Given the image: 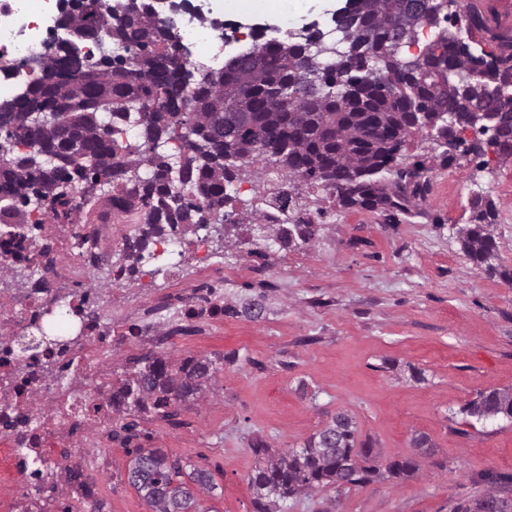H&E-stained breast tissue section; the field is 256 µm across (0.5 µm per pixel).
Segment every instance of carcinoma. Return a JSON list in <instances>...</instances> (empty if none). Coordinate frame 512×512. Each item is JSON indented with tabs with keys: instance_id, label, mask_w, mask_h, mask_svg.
<instances>
[{
	"instance_id": "1",
	"label": "carcinoma",
	"mask_w": 512,
	"mask_h": 512,
	"mask_svg": "<svg viewBox=\"0 0 512 512\" xmlns=\"http://www.w3.org/2000/svg\"><path fill=\"white\" fill-rule=\"evenodd\" d=\"M351 8L354 28L341 44V55L329 62L312 53L315 38L310 36L304 42L282 40L238 53L225 61L224 69L197 80L190 69L179 72L168 66L183 45L172 31L157 25V0H131L121 17L112 14L111 0H80L63 24L66 38L60 48L71 54L90 39L110 37L114 44L133 48L128 67L136 76L128 81L95 56L81 59L94 78L76 83L75 65L61 70L54 58L44 59L42 78L8 103L10 125L4 139L18 146L36 140L55 161L48 167L43 156L17 151L0 157V182L9 187L0 197V224L21 229L34 197L63 207L53 213L66 218V189L81 183L83 203L88 204L103 183L114 185L147 225L148 231L124 251L123 260L132 270L166 224L172 229L193 224L222 245L238 228L249 237L235 244H248L264 224L272 243L282 248L306 245L316 236L315 224H280L257 206L245 208L237 218L224 213L226 188L242 178L260 179L272 169L291 194L302 196L303 187L317 184L345 208L418 216L415 200L421 185L408 189L405 175L415 174L420 163L398 172V182L380 174L402 157L406 138L426 124L440 129L451 114L456 131L471 127L475 101L441 90L446 68L491 86L512 80V54L483 50L476 55L470 44L459 45L442 32L417 55L422 68L409 71L410 57L389 38L398 32L404 45L415 43L426 18L400 12L398 0H352ZM305 65L328 69L343 81L358 79L360 85L340 101L334 95L288 105L272 101L274 86L291 81ZM183 97L192 99L188 112H139L154 101L174 107ZM480 105L495 114L497 135L486 141L475 138L471 152L482 156L488 145L500 160H512V92L489 95ZM173 141L179 143L176 153L168 150ZM494 219L491 200H471L470 222L460 234L463 252L477 265L496 257L497 242L489 230ZM145 360L144 368L119 379L120 403L128 410H143L150 401L166 417L171 400L200 393L214 376L212 364L199 359L178 366L161 356ZM464 413L479 420H512V392H481ZM251 450L262 457L248 476L254 512H276L278 502L309 491L363 486L379 473L373 448L357 444L354 423L343 413L299 452H273L260 440ZM417 470V460L410 456L386 465L396 479ZM189 481L206 489L210 476L195 468L184 470L181 461L171 462L159 450L137 451L129 470L130 484L155 512H199ZM498 497L493 487L457 503L453 512H477Z\"/></svg>"
}]
</instances>
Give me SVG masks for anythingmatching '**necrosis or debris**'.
I'll return each mask as SVG.
<instances>
[{
    "instance_id": "necrosis-or-debris-1",
    "label": "necrosis or debris",
    "mask_w": 512,
    "mask_h": 512,
    "mask_svg": "<svg viewBox=\"0 0 512 512\" xmlns=\"http://www.w3.org/2000/svg\"><path fill=\"white\" fill-rule=\"evenodd\" d=\"M223 10V0H197L184 10L174 34L189 50L188 65L208 44L207 68L222 69L236 36L259 49L269 45L266 29L239 27ZM55 18L54 0H0L1 99L40 78L26 62L53 55ZM29 221L45 242L0 232V271H32L30 287L0 289V512H58L67 495L97 498L106 472L101 438L123 411L115 399L116 356L166 343V331L186 320L210 327L224 301L223 289L194 286L160 308L151 289L125 288L120 275L111 287H97L93 265L111 261L113 248L144 231L120 204L111 223L69 225L64 260L48 241L54 227L43 224L41 211L31 210ZM192 255L209 266L205 231H166L151 240L152 269Z\"/></svg>"
}]
</instances>
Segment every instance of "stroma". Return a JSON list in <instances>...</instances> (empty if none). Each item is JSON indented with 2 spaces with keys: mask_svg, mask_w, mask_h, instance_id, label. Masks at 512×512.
<instances>
[{
  "mask_svg": "<svg viewBox=\"0 0 512 512\" xmlns=\"http://www.w3.org/2000/svg\"><path fill=\"white\" fill-rule=\"evenodd\" d=\"M474 2L485 24L474 38L485 50L512 38V0ZM455 167L460 182L424 184L414 218L346 209L314 189L311 206L326 211L318 235L267 250L266 274L247 271L246 247L230 250L224 303L234 314L158 349L175 364L212 361L216 380L171 400L169 418L120 416L131 431L110 446L114 468L101 490L110 512H153L128 481L140 448L211 476L215 491L196 493L203 512H253L252 440L298 449L339 413L380 463L411 456L418 474L301 494L281 512H452L487 490L489 475L504 478L512 497V421L459 413L478 392L512 390V284L474 265L459 241L471 199H491L497 263L512 271V161L471 154ZM254 300L264 312L251 321L243 309ZM419 435L425 447L414 446Z\"/></svg>",
  "mask_w": 512,
  "mask_h": 512,
  "instance_id": "obj_1",
  "label": "stroma"
}]
</instances>
